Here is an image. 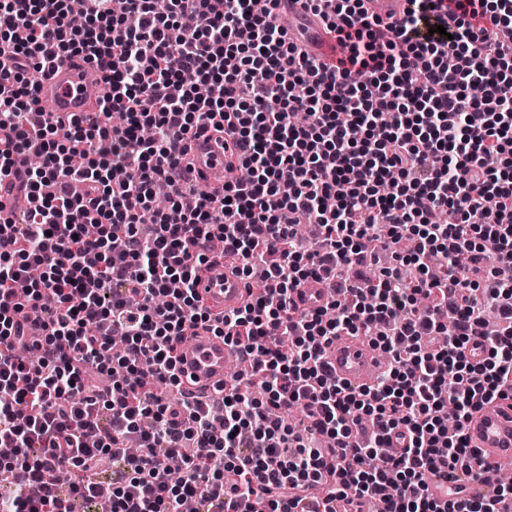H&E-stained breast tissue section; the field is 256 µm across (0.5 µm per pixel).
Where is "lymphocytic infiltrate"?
<instances>
[{
    "label": "lymphocytic infiltrate",
    "instance_id": "obj_1",
    "mask_svg": "<svg viewBox=\"0 0 512 512\" xmlns=\"http://www.w3.org/2000/svg\"><path fill=\"white\" fill-rule=\"evenodd\" d=\"M69 2L0 0V183L21 180L27 202L0 223V512H499L512 485L440 501L428 480L471 474L465 422L512 393V0H411L389 24L363 0H304L337 38V73L289 41L278 0H82L77 26ZM77 55L100 109L60 127L28 74ZM209 130L236 137L250 173L216 196L175 158ZM304 223L317 247L298 243ZM213 256L266 282L218 322L197 291ZM324 279L336 301L300 309ZM199 327L239 346L248 376L213 404L165 402L175 345ZM345 333L388 355L373 386L324 363ZM291 406L307 424L273 417Z\"/></svg>",
    "mask_w": 512,
    "mask_h": 512
}]
</instances>
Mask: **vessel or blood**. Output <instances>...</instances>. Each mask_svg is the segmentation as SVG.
I'll list each match as a JSON object with an SVG mask.
<instances>
[{"mask_svg":"<svg viewBox=\"0 0 512 512\" xmlns=\"http://www.w3.org/2000/svg\"><path fill=\"white\" fill-rule=\"evenodd\" d=\"M403 4L404 0H366L365 6L370 15L387 21L399 16ZM276 13L279 24L299 50L319 66L335 65L336 40L322 17L304 8L303 0H280ZM91 70V65L79 57L48 67L35 93L38 105L49 106L63 120L75 112L94 111L103 85L93 79ZM237 151V146L232 144L223 149L211 141L194 140L190 157L201 173L200 183L211 188L222 187L232 177L225 163ZM198 291L215 313L241 307L248 296L246 280L224 264L203 274ZM330 300V291L312 282L303 288L300 305L320 307ZM237 354V347L225 342L223 337L207 329H197L193 336L176 346L182 387L192 392L223 387L228 380L229 361ZM324 359L336 381L352 388L371 385L388 364L386 354L361 336L336 339L325 347ZM464 432L477 451L473 467L480 473L477 480L467 484L466 493L477 497L486 494L495 483L496 463L512 460V406L499 401L485 406L466 423Z\"/></svg>","mask_w":512,"mask_h":512,"instance_id":"b4317fda","label":"vessel or blood"}]
</instances>
